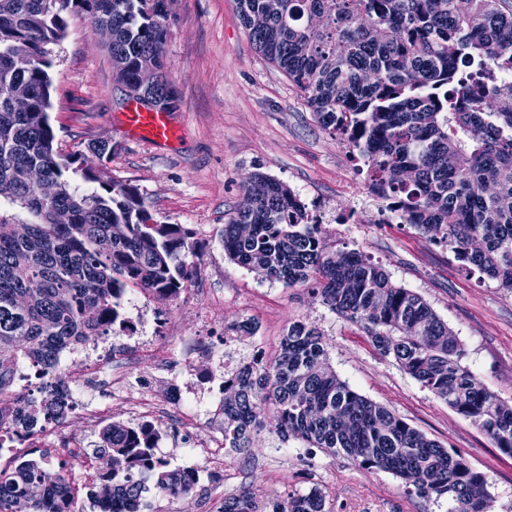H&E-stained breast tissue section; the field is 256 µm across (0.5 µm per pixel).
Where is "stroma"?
I'll use <instances>...</instances> for the list:
<instances>
[{
    "label": "stroma",
    "mask_w": 512,
    "mask_h": 512,
    "mask_svg": "<svg viewBox=\"0 0 512 512\" xmlns=\"http://www.w3.org/2000/svg\"><path fill=\"white\" fill-rule=\"evenodd\" d=\"M166 43L169 77L177 94L170 114L177 139L157 144L130 135L128 107L112 77L103 36L83 14L68 17L65 38L54 48L51 123L60 149L86 151L105 141L114 153L108 176L134 185L154 217L190 229L200 252L193 278L178 297L148 293L158 327L153 343L174 351L173 367L128 370L121 392L93 386L96 403L112 420L125 421L145 397L164 399L179 379L176 365L209 367L201 345L234 337L262 360L272 359L281 336L296 321L316 327L326 359L358 394L380 403L482 471L491 512H512V458L504 456L469 419L424 389L393 357L323 305L308 287H285L228 259L221 245L224 224L256 173L284 182L308 204L322 227L327 249L360 252L381 265L392 281L420 295L447 323L465 350L462 360L489 390L512 404V292L466 270L447 246L437 244L390 212L370 191L345 141L325 130L278 67L250 44L235 0H173ZM224 301V322L207 311ZM197 352L185 351V344ZM248 448L226 451L220 468L201 466L198 494L181 512H210L214 499L243 489L260 496L316 488L329 512H448L447 498L406 495L399 478L366 472L347 457L330 456L301 439L281 437L276 415L265 411ZM158 452L171 468L186 463L197 422L159 421ZM98 432L84 411H73L64 432L43 440L49 474L76 461L66 447H94Z\"/></svg>",
    "instance_id": "35a3bbf8"
}]
</instances>
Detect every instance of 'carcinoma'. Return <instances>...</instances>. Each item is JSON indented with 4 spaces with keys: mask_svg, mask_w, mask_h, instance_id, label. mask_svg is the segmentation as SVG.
Masks as SVG:
<instances>
[{
    "mask_svg": "<svg viewBox=\"0 0 512 512\" xmlns=\"http://www.w3.org/2000/svg\"><path fill=\"white\" fill-rule=\"evenodd\" d=\"M168 0H0V449L58 414L54 376L61 352L126 326L128 289L175 298L199 253L181 224L153 219L133 185L104 177L93 157L59 150L50 123L53 47L67 17L85 13L107 28L112 76L144 90L172 112L167 77ZM237 16L258 52L302 92L322 126L339 133L367 167L370 189L403 223L448 246L457 261L512 291V0H236ZM23 87L29 109L17 112ZM53 183L45 199L28 173ZM96 183L85 193L70 176ZM26 218L21 219L18 213ZM69 215L62 223L58 216ZM122 224L116 235L113 226ZM252 225L243 237L238 225ZM221 243L234 263L291 288L316 285L330 310L359 326L374 347L421 386L470 419L512 458V405L462 365L464 349L430 306L395 285L356 251H329L319 221L284 183L257 173L224 224ZM224 443L242 448L271 405L277 431L341 453L359 468L383 470L408 494L448 497L452 512H490L485 474L460 453L409 425L341 381L320 332L288 327L270 363L240 366L224 381ZM128 432L114 423L92 455L110 467L85 498L99 512H141L147 480L157 491L187 493L196 478L156 452L161 431ZM43 453L16 455L0 468V512H80L69 471L44 478ZM222 512H328L320 491L258 501L251 491L224 499Z\"/></svg>",
    "mask_w": 512,
    "mask_h": 512,
    "instance_id": "1",
    "label": "carcinoma"
}]
</instances>
